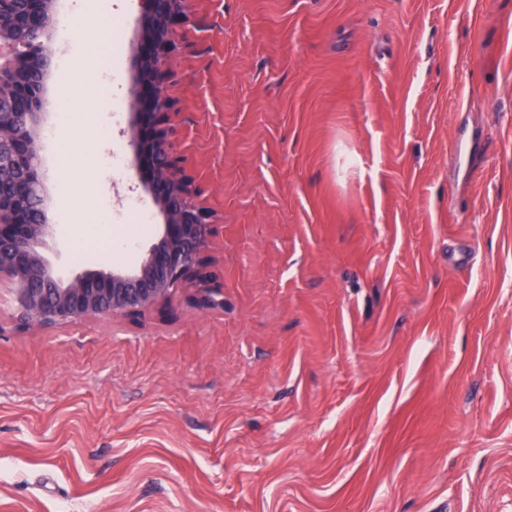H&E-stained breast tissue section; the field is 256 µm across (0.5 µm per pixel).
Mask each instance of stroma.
I'll return each instance as SVG.
<instances>
[{
    "mask_svg": "<svg viewBox=\"0 0 512 512\" xmlns=\"http://www.w3.org/2000/svg\"><path fill=\"white\" fill-rule=\"evenodd\" d=\"M184 12L168 122L224 305L31 331L0 283V512H512V0ZM54 21V60L114 41L119 109L40 145L47 256L131 269L163 223L129 143L149 21ZM66 198L127 247L79 259Z\"/></svg>",
    "mask_w": 512,
    "mask_h": 512,
    "instance_id": "stroma-1",
    "label": "stroma"
}]
</instances>
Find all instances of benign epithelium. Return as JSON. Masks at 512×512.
Returning a JSON list of instances; mask_svg holds the SVG:
<instances>
[{
	"label": "benign epithelium",
	"instance_id": "7a95c632",
	"mask_svg": "<svg viewBox=\"0 0 512 512\" xmlns=\"http://www.w3.org/2000/svg\"><path fill=\"white\" fill-rule=\"evenodd\" d=\"M145 2L155 42L148 63L153 111L147 113L150 139L134 131L131 147L152 165L150 193L164 218L163 231L131 270L85 269L64 279L45 255L54 225L46 216L49 189L38 148L49 107L55 0H0V280L11 283L16 316L27 329L145 313L169 301L186 280L203 279L202 255L214 225L193 203L196 189L172 152L165 126L171 103L159 81L174 48L169 29L184 12V0ZM192 301L204 309L224 307V297L213 288L196 289Z\"/></svg>",
	"mask_w": 512,
	"mask_h": 512
}]
</instances>
